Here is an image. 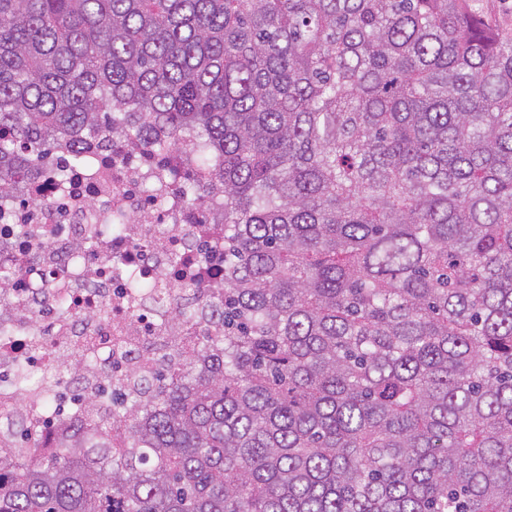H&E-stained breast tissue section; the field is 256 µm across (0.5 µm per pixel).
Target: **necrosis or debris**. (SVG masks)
<instances>
[{"instance_id": "1", "label": "necrosis or debris", "mask_w": 512, "mask_h": 512, "mask_svg": "<svg viewBox=\"0 0 512 512\" xmlns=\"http://www.w3.org/2000/svg\"><path fill=\"white\" fill-rule=\"evenodd\" d=\"M98 144L95 163L68 168L66 187L26 180L23 206L0 214V428H43L50 445L87 402L118 411L113 389L141 403L130 382L152 378L163 352L197 353L196 299L172 289L224 281L223 205L197 222L187 187L159 176L178 153L160 162L134 142ZM85 295L94 305H76ZM75 355L84 364L72 376Z\"/></svg>"}]
</instances>
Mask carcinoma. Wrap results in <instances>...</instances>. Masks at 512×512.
I'll use <instances>...</instances> for the list:
<instances>
[{
    "label": "carcinoma",
    "mask_w": 512,
    "mask_h": 512,
    "mask_svg": "<svg viewBox=\"0 0 512 512\" xmlns=\"http://www.w3.org/2000/svg\"><path fill=\"white\" fill-rule=\"evenodd\" d=\"M98 132L224 194L144 407L0 449V512H512V38L463 0H0V200Z\"/></svg>",
    "instance_id": "cac0c4a2"
}]
</instances>
